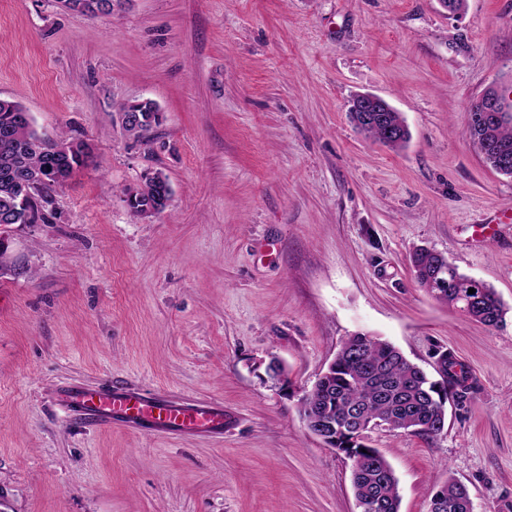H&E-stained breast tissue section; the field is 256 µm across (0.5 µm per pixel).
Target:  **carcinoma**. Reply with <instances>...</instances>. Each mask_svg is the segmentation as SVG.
Segmentation results:
<instances>
[{
    "instance_id": "cac0c4a2",
    "label": "carcinoma",
    "mask_w": 512,
    "mask_h": 512,
    "mask_svg": "<svg viewBox=\"0 0 512 512\" xmlns=\"http://www.w3.org/2000/svg\"><path fill=\"white\" fill-rule=\"evenodd\" d=\"M124 108L141 113L145 122L137 126H123L125 132L138 140H145L163 122V113L152 100H136ZM355 127L367 137L397 151L409 140V130L402 114L393 110L381 113V119L365 123L361 113L349 112ZM467 133L473 143L490 141L512 155V121H490L483 125H470ZM56 141L69 146V153L53 152L49 144L53 140L43 137L34 127L33 117L17 102L0 99V213L17 211L18 217L25 212L38 216L43 204L48 202L53 187L63 184L76 170L87 166L85 157L91 154L88 144L66 136ZM24 178L32 187V195L20 203L15 192V181ZM124 195L132 197L130 210L137 216L146 214V207L162 206L170 200L172 189L168 177L155 172L145 177L143 184L124 189ZM411 265L415 278L433 297L461 309L459 288L470 277L454 268L442 272L441 254L412 252ZM439 279L448 285L435 290L431 282ZM483 299L481 308L474 311V320L498 328L506 322L509 309L505 308L493 288L481 284ZM358 350L373 370L365 374L353 362L349 354ZM468 376L465 370L448 372L442 382L431 379L417 364L408 360L393 344L373 336L355 335L346 339L336 354V366L330 375L309 391V399L338 414L355 411L367 422L394 420L398 427L407 428L412 434L429 438L443 429L445 420L439 417L440 404L446 402L448 388L455 389L458 399L465 398ZM378 466H373V463ZM369 458L351 460V486L357 499L369 497L385 503L381 512H394L399 502L398 480L384 455L377 461Z\"/></svg>"
}]
</instances>
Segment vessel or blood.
I'll return each instance as SVG.
<instances>
[{"mask_svg": "<svg viewBox=\"0 0 512 512\" xmlns=\"http://www.w3.org/2000/svg\"><path fill=\"white\" fill-rule=\"evenodd\" d=\"M59 399L72 412L101 425L119 422L141 431L171 430L188 435L224 432V409L217 404L176 402L106 383L65 388Z\"/></svg>", "mask_w": 512, "mask_h": 512, "instance_id": "1", "label": "vessel or blood"}]
</instances>
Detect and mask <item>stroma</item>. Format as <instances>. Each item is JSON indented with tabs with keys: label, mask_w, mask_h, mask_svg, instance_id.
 I'll list each match as a JSON object with an SVG mask.
<instances>
[{
	"label": "stroma",
	"mask_w": 512,
	"mask_h": 512,
	"mask_svg": "<svg viewBox=\"0 0 512 512\" xmlns=\"http://www.w3.org/2000/svg\"><path fill=\"white\" fill-rule=\"evenodd\" d=\"M512 82V0H125L111 14L0 0V99L95 163L16 224L0 258V512H357L351 462L298 401L350 336L430 377L468 373L431 439L377 428L401 512L448 479L512 512V316L487 327L417 283L443 253L512 309V179L468 138L467 105ZM401 112L398 151L361 134L354 94ZM164 114L128 136L123 104ZM170 182L134 216L123 190ZM290 386L265 380L270 359ZM224 407L223 436L81 419L68 386ZM124 109H129L133 112H123L120 110L119 120L121 124L129 123V122H140L143 121L142 117L146 120L143 124H139L137 126H124L122 125L125 132L138 140H145L148 138L149 134L157 127H159L163 122V113L161 112L159 106L152 100H136L134 102H130L125 104ZM141 112V115H140Z\"/></svg>",
	"instance_id": "stroma-1"
}]
</instances>
